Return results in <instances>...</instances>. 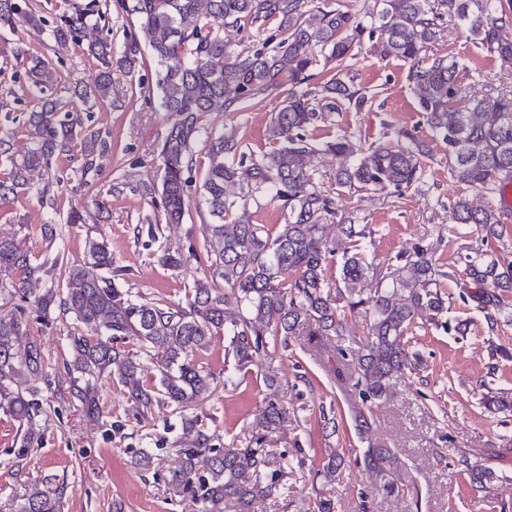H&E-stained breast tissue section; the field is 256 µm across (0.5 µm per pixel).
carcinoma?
Here are the masks:
<instances>
[{"mask_svg":"<svg viewBox=\"0 0 512 512\" xmlns=\"http://www.w3.org/2000/svg\"><path fill=\"white\" fill-rule=\"evenodd\" d=\"M120 6L134 17L133 27L126 30L118 56L108 40L88 46L100 65L90 97L117 107L112 73L130 74L144 64L138 36L143 32L157 66L161 107L174 123L160 147V180L141 182L136 191L160 196L166 222L181 223L190 175L197 168L195 146L206 142L202 189L210 220L203 225L202 250L207 271L193 278L188 306L167 300L141 304L112 278V250L103 239L87 238L83 263L56 275L57 264L48 268L14 238L0 236V273L19 296L9 313L0 314V413L24 428L16 456H27L33 425L46 412L39 382H48L47 357L31 337L32 323L46 325L68 315L73 319L68 395L76 409L90 419L101 417L97 382L106 375L117 376L138 412L161 403L173 408L182 433L174 446L180 466L170 473L169 489L190 498L200 512H224L227 501L238 512H254L256 504L285 493L281 470L294 461L302 464L303 458L264 447L291 415L278 397L263 401L257 419L261 436L254 447H215L208 426L190 414L213 393L214 374L199 356L215 337H224L225 359L236 371L246 373L253 366L268 383L277 380L270 349L287 345L293 336L307 337L319 354L336 343L332 374L358 393L350 411L361 432L396 380L420 370L419 358H411L408 349L412 328L425 323L462 332V324L448 322L447 273L440 269L435 247L419 243L399 255L397 265L373 263L362 245L367 225L337 205L318 169L303 162L324 153L340 157L334 177L338 191L399 196L422 178L430 147L407 131L397 132L394 144L367 148L346 132L313 135L333 113L361 111L371 103L349 76L347 61L366 39L380 56L410 63L418 112L448 150L450 178L484 195H498L512 182V89L470 93L459 62L431 55L429 47L452 18L478 48L512 64V0H374L366 13L346 9L341 0H319L317 6L313 0H120ZM26 8L27 0H0V26L11 28L21 18L42 24ZM89 22L86 12L69 15L53 28V37L76 43ZM226 28L255 39L233 52L224 42ZM26 75L40 94L29 116L36 147L20 167L8 141H0L1 206L14 202L24 188L22 171L72 151L80 125L53 98L58 78L49 65L36 61ZM284 85L288 95L273 118L269 151L248 152L235 133L214 136L201 124L206 113L249 108ZM258 195L281 202L284 223L270 228L237 215ZM511 220L501 209L475 207L465 197L454 202L449 216L453 224L473 227L475 244L460 247L458 258L476 291L463 290L459 300L483 314L490 337L497 335L505 297L512 294V259L505 242L512 234ZM330 224L340 232L334 241L325 236ZM158 250L164 267L177 271L184 266L180 251L162 245ZM332 260L339 267L334 281L327 277ZM354 315L365 318L367 339L352 365L342 343ZM21 336L29 337L22 347ZM128 338L135 340L134 347L126 345ZM481 405L489 415L511 413L512 390L489 386ZM362 459L375 473L379 491L404 493L398 449L370 443ZM343 465V456L330 448L320 473L334 481ZM468 471L482 489L495 476L487 466ZM63 491L62 483L34 482L16 512H60Z\"/></svg>","mask_w":512,"mask_h":512,"instance_id":"1","label":"carcinoma"}]
</instances>
